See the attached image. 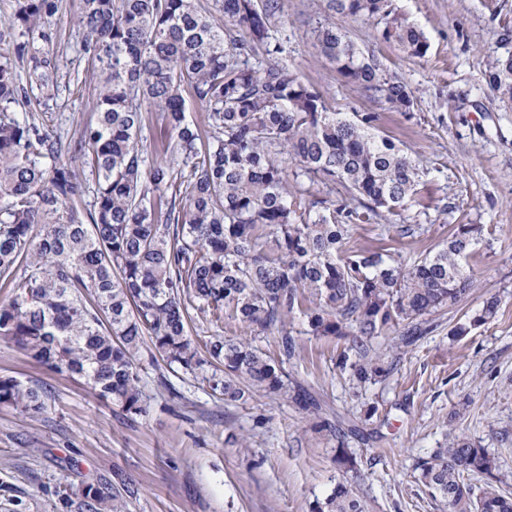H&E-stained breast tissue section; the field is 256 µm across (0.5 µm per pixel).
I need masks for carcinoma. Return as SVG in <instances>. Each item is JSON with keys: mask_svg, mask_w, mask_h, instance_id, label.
<instances>
[{"mask_svg": "<svg viewBox=\"0 0 512 512\" xmlns=\"http://www.w3.org/2000/svg\"><path fill=\"white\" fill-rule=\"evenodd\" d=\"M59 6L16 0L12 24L0 31L8 45L0 54V277L9 286L0 337L31 360L140 416L148 339L151 358L178 365L226 401L262 391L314 413L317 404L249 342L215 336L200 350L188 334L189 309L278 328L288 357L286 320L296 311L319 336H342L349 322L362 336L405 323L407 347L426 317L473 288L463 264L473 228L465 225L409 267L348 247L355 221L404 207L419 169L367 131L372 115L343 118L288 65H253L258 47L282 52L268 34L280 0H221L222 24L200 0H82L75 34L98 92L94 122L67 143L17 112L55 96L51 18ZM327 9L384 20L385 39L415 57L428 51L420 30L391 16L390 0H327ZM317 43L344 77L393 107L410 105L406 86L361 57L336 26L320 27ZM489 83L512 99V54L494 59ZM185 91L206 107V129L187 121ZM149 123L163 134L160 153L141 144ZM77 162L95 176L94 200L83 209ZM303 177L344 194L307 199ZM350 369L361 384L390 372L365 350ZM45 396L0 377V406L38 413ZM416 470L450 512H512L497 458L465 435ZM61 496L77 512H125L106 479L68 483ZM317 512L363 508L339 484Z\"/></svg>", "mask_w": 512, "mask_h": 512, "instance_id": "obj_1", "label": "carcinoma"}]
</instances>
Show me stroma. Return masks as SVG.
<instances>
[{
	"mask_svg": "<svg viewBox=\"0 0 512 512\" xmlns=\"http://www.w3.org/2000/svg\"><path fill=\"white\" fill-rule=\"evenodd\" d=\"M280 3L269 37L284 47L281 62L330 111L355 121L373 114L372 132L420 170L417 195L397 213L353 224L351 246L386 249L409 265L471 225L470 293L430 316L423 336L405 348L397 345L399 325L365 339L353 326L316 336L302 314L290 315L295 352L288 358L277 329L193 312L189 334L197 344L216 335L250 342L319 402L313 416L272 394L218 399L176 366L152 360L148 343L140 362L146 411L132 416L0 337V377L47 393L36 415L0 406V512H70L58 496L63 485L102 478L119 493L136 485L128 512H314L340 483L365 512H449L416 482L414 468L454 433L495 455L512 492V103L487 78L493 58L512 52V0H392L427 38L420 58L386 40L383 24L336 17L364 57L405 84L412 103L403 110L346 79L320 52L326 0ZM80 7L62 0L51 20L64 64L43 122L65 138L94 118L96 86L74 38ZM404 224L416 225L414 236L399 237ZM491 298L499 301L496 317L474 324ZM466 323L469 333L455 335ZM362 340L392 370L359 386L340 355ZM341 448L355 457L356 471L337 466Z\"/></svg>",
	"mask_w": 512,
	"mask_h": 512,
	"instance_id": "obj_1",
	"label": "stroma"
}]
</instances>
